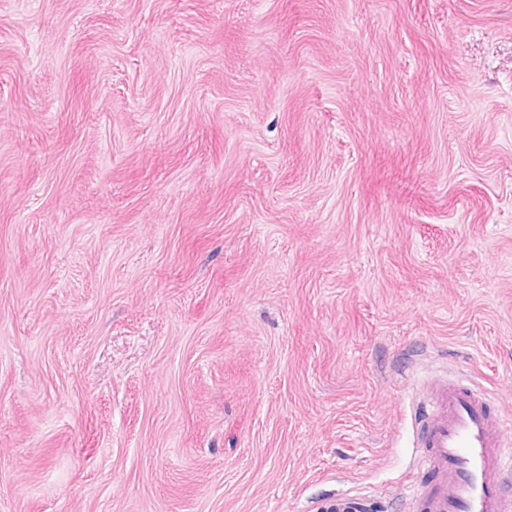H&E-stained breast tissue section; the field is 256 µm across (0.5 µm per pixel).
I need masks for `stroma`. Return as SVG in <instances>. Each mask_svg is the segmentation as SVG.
Here are the masks:
<instances>
[{
	"mask_svg": "<svg viewBox=\"0 0 512 512\" xmlns=\"http://www.w3.org/2000/svg\"><path fill=\"white\" fill-rule=\"evenodd\" d=\"M512 423V0H0V512H410V405Z\"/></svg>",
	"mask_w": 512,
	"mask_h": 512,
	"instance_id": "35a3bbf8",
	"label": "stroma"
}]
</instances>
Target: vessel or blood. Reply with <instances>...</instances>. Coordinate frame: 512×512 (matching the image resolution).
I'll use <instances>...</instances> for the list:
<instances>
[{
	"mask_svg": "<svg viewBox=\"0 0 512 512\" xmlns=\"http://www.w3.org/2000/svg\"><path fill=\"white\" fill-rule=\"evenodd\" d=\"M412 426L418 464L432 476L411 496L419 512H512V425L484 387L430 383Z\"/></svg>",
	"mask_w": 512,
	"mask_h": 512,
	"instance_id": "obj_1",
	"label": "vessel or blood"
}]
</instances>
